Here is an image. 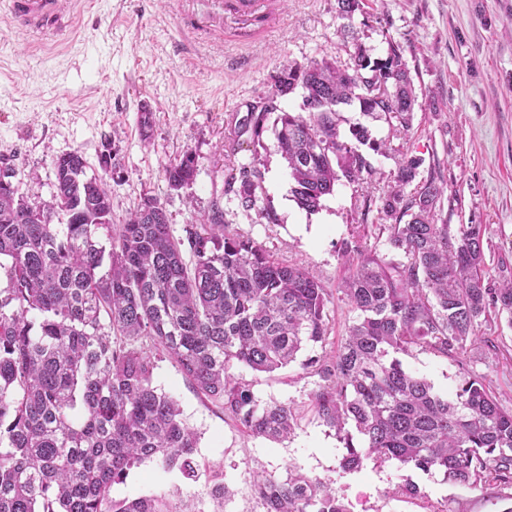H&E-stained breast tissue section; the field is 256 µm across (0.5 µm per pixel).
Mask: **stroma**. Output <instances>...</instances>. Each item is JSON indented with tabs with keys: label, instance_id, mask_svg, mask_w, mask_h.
<instances>
[{
	"label": "stroma",
	"instance_id": "obj_1",
	"mask_svg": "<svg viewBox=\"0 0 512 512\" xmlns=\"http://www.w3.org/2000/svg\"><path fill=\"white\" fill-rule=\"evenodd\" d=\"M276 23L250 41L213 0H76L72 33L35 36L0 13V159L25 179L34 204L55 192L56 157L79 152L87 172L103 177L120 224L144 199L163 204L175 237L186 238L198 217L220 210L231 230L261 244L281 262L313 270L327 290V336L306 346L297 360L271 373L237 365L236 377L263 404L291 406L297 422L283 441L257 437L198 394L166 355L154 356L153 384L175 399L198 441L196 478L164 469L151 459L114 484V499L163 496L202 502L211 512L214 483L231 491L224 512H263L255 494L257 473L287 478L299 471L329 482L351 512H507L498 490L452 484L395 462L341 466L345 453L335 432L312 409L321 379L309 360L332 356L354 314L339 291L352 263L365 255L391 257L390 217L383 200L397 180L401 152L421 158L418 181L436 178L444 193L434 221L484 228L486 282L512 277V0H364L351 20L336 0H272ZM208 17L207 32L184 29L185 12ZM398 42L413 82L410 128L396 119L364 115L359 104L340 112L338 131L366 128L361 151L374 169L363 183L337 182L312 213L291 194L288 169L272 129L254 146L240 126L250 105L265 100L271 77L288 65L314 60L349 62L361 51L371 59ZM153 114L142 129V110ZM375 142L387 153L372 150ZM197 163L194 182L170 190L164 169L184 153ZM261 155L255 209L244 210L224 189V174ZM482 341L467 359L512 408V328L492 319L478 328ZM495 349H488L487 341ZM404 366L443 393L460 370L453 359L418 350ZM413 483L422 494L408 497Z\"/></svg>",
	"mask_w": 512,
	"mask_h": 512
}]
</instances>
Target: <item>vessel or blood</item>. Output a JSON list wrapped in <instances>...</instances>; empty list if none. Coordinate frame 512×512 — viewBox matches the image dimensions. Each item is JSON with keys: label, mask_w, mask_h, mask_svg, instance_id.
Instances as JSON below:
<instances>
[{"label": "vessel or blood", "mask_w": 512, "mask_h": 512, "mask_svg": "<svg viewBox=\"0 0 512 512\" xmlns=\"http://www.w3.org/2000/svg\"><path fill=\"white\" fill-rule=\"evenodd\" d=\"M11 25L36 34L61 33L73 22L74 0H5Z\"/></svg>", "instance_id": "1"}]
</instances>
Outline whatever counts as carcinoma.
Returning a JSON list of instances; mask_svg holds the SVG:
<instances>
[{
	"label": "carcinoma",
	"instance_id": "carcinoma-1",
	"mask_svg": "<svg viewBox=\"0 0 512 512\" xmlns=\"http://www.w3.org/2000/svg\"><path fill=\"white\" fill-rule=\"evenodd\" d=\"M386 58L359 51L346 65H290L272 76L255 117L260 142L267 115L292 180L297 205L316 211L336 182L372 172L337 129L339 107L358 100L363 114L395 113L409 126L413 90L398 43ZM303 90L299 112L277 99ZM422 159L402 154L401 189L383 201L397 260L362 257L342 292L356 313L333 358L312 359L323 384L315 412L336 432L342 467L394 460L455 484L512 488V408L501 405L467 363L476 331L491 318L512 324V280L485 284L483 226L433 222L442 189L434 178L404 198ZM261 159L225 177V191L254 209ZM56 191L31 204L10 167L0 169V512H187L162 497L114 500L129 469L157 459L195 477L196 433L175 400L153 386L150 342L173 359L199 392L221 403L256 436L285 439L295 422L284 404L260 405L235 378L242 363L271 372L327 335V293L309 269L278 262L259 243L224 225L215 209L174 236L166 211L146 198L112 231L110 190L87 174L79 152L56 158ZM187 152L165 167L172 190L190 185ZM193 262L186 264L183 245ZM105 273H100L103 265ZM419 349L461 365L449 395L404 368L399 355ZM360 437L354 442L347 426ZM263 512H349L330 483L302 475L258 474Z\"/></svg>",
	"mask_w": 512,
	"mask_h": 512
}]
</instances>
